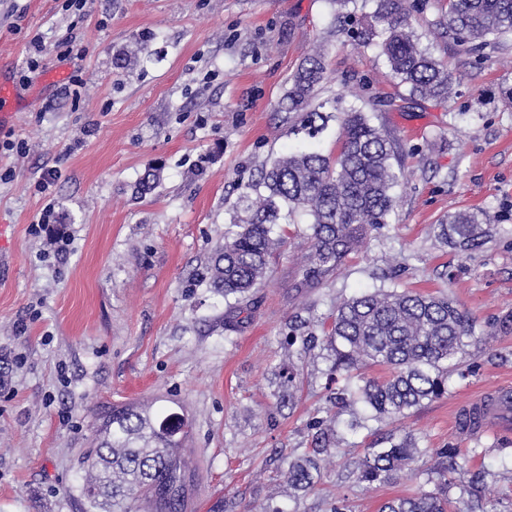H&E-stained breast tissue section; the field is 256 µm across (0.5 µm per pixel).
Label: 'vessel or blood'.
Instances as JSON below:
<instances>
[{
  "label": "vessel or blood",
  "mask_w": 512,
  "mask_h": 512,
  "mask_svg": "<svg viewBox=\"0 0 512 512\" xmlns=\"http://www.w3.org/2000/svg\"><path fill=\"white\" fill-rule=\"evenodd\" d=\"M453 428L465 438L512 434V385L501 384L467 398L454 409Z\"/></svg>",
  "instance_id": "obj_1"
}]
</instances>
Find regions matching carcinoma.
<instances>
[{
	"instance_id": "obj_1",
	"label": "carcinoma",
	"mask_w": 512,
	"mask_h": 512,
	"mask_svg": "<svg viewBox=\"0 0 512 512\" xmlns=\"http://www.w3.org/2000/svg\"><path fill=\"white\" fill-rule=\"evenodd\" d=\"M448 42L481 55L499 49L512 36V0H448L436 21ZM357 45L374 48L391 75L408 87L409 98L445 99L454 79L447 68L419 46L403 0H379L377 10L356 32ZM324 53L300 65L288 83L281 111L291 133L318 140L331 120L340 125L336 154L303 148L262 167L239 194L236 208L247 218L224 235L211 257L210 286L225 296H241L266 279L268 258L284 243L277 229L298 214L311 218L312 234L303 260V281L314 284L336 270L369 233L390 223L392 191L403 173L402 149L391 133L372 124L381 102L365 92L361 105L333 106L319 100L325 79ZM483 213L458 212L437 225L440 243L461 252L478 248L489 234ZM323 340L335 353L330 370L336 403L361 402L376 418L397 419L448 393V378L466 359L475 326L457 301L404 289L378 288L336 303L323 324ZM388 370L382 380L355 375L363 366ZM90 448L80 461L86 472L82 496L104 512H193L199 470L186 455L189 422L184 414H154L135 403L99 408ZM311 447L287 458L288 488L307 492L322 474L324 458L336 443L333 431L315 422ZM387 447L364 449L353 477L360 483H388L417 459L436 456L428 481L435 489L392 498L380 512H451L448 474L460 467V450L421 448L411 435L390 436Z\"/></svg>"
}]
</instances>
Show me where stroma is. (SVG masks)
<instances>
[{"instance_id": "obj_1", "label": "stroma", "mask_w": 512, "mask_h": 512, "mask_svg": "<svg viewBox=\"0 0 512 512\" xmlns=\"http://www.w3.org/2000/svg\"><path fill=\"white\" fill-rule=\"evenodd\" d=\"M446 0H423L411 25L456 79L455 94L418 105L376 50L352 44L327 0H0V81L20 103L0 127V512H96L77 458L106 402H178L202 481L195 512H378L429 489L423 457L384 484L352 471L390 433L424 448H458L456 512H512V437L470 441L450 411L472 392L512 380V39L487 57L448 43L435 26ZM40 38L36 71H28ZM147 40L150 56L114 59ZM323 48L319 97L352 103L359 85L384 101L374 123L404 146L392 222L310 287L299 267L311 229L286 225V244L248 302L215 294L207 267L237 216L244 185L299 138L279 104L289 77ZM160 176L136 199L148 170ZM55 171L48 189L39 181ZM53 222L36 232L45 207ZM480 211L491 231L458 252L433 228ZM70 240L66 258L53 231ZM376 288L448 295L475 323L447 395L405 417L373 420L363 404L329 399L331 353L302 351L337 299ZM294 366L293 404L279 373ZM335 428L339 451L307 493H289L283 455Z\"/></svg>"}]
</instances>
